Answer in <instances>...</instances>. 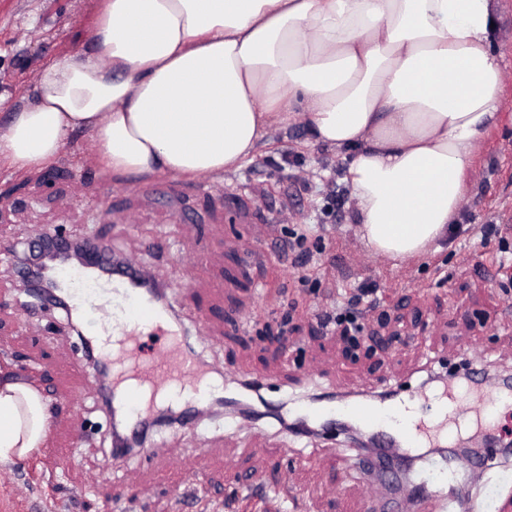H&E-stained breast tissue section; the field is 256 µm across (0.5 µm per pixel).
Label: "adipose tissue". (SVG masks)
Listing matches in <instances>:
<instances>
[{
	"label": "adipose tissue",
	"mask_w": 512,
	"mask_h": 512,
	"mask_svg": "<svg viewBox=\"0 0 512 512\" xmlns=\"http://www.w3.org/2000/svg\"><path fill=\"white\" fill-rule=\"evenodd\" d=\"M492 0H98L89 49L0 108V163H52L72 133L116 175L213 181L269 129L305 123L352 153L356 235L401 264L456 223L468 170L501 120ZM49 400L0 365V463L50 434Z\"/></svg>",
	"instance_id": "ef3b65f1"
}]
</instances>
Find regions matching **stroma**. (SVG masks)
Here are the masks:
<instances>
[{
  "mask_svg": "<svg viewBox=\"0 0 512 512\" xmlns=\"http://www.w3.org/2000/svg\"><path fill=\"white\" fill-rule=\"evenodd\" d=\"M97 0H0V95L25 101L39 71L87 47ZM497 40L506 56L500 109L512 114V0H494ZM225 181L243 192L263 189V203L280 213L279 237L296 225L326 227L317 271L336 275L345 293L362 282L379 285L391 328L407 341L389 350L388 331L370 325V355L351 360L335 337L323 335L311 308L321 299L292 269L245 268L240 287L224 277L235 259L225 238L244 232L223 204L200 192V183L171 175L149 180L119 176L102 167L92 141L72 135L51 166L18 172L0 164V363L15 354L49 399L53 437L29 459L0 464V512H174L173 488L185 478L204 483V498L184 512H222L234 489L256 479L275 481L291 472L306 499L300 512H365V485L354 466L355 448L344 432L309 437L284 433L265 418L248 426L224 416L206 419L196 433L180 427L154 432L155 453L128 457L125 478L112 470L113 443L106 415L95 406L88 364L77 336L58 310L47 321L23 309L24 283L13 255L28 250L46 227L74 238L92 237L113 255L130 257L146 274L168 283L170 304L182 322L205 312L210 340L186 339L202 360L234 375L314 371V392L382 391L403 385L410 398L436 399L439 386H423L427 370L471 364L492 375H512V302L498 265L497 242L481 240L484 224L512 225V124L485 136L472 161L461 234L439 252L397 265L363 248L355 235L353 207L332 208L333 193L350 195L334 151L311 144L307 129H274L255 156ZM101 199L100 208L87 207ZM201 256L193 272L180 259ZM297 299L284 343L261 338V315L277 294ZM489 467L466 485L468 493L494 496L512 484V459L482 452Z\"/></svg>",
  "mask_w": 512,
  "mask_h": 512,
  "instance_id": "35a3bbf8",
  "label": "stroma"
}]
</instances>
